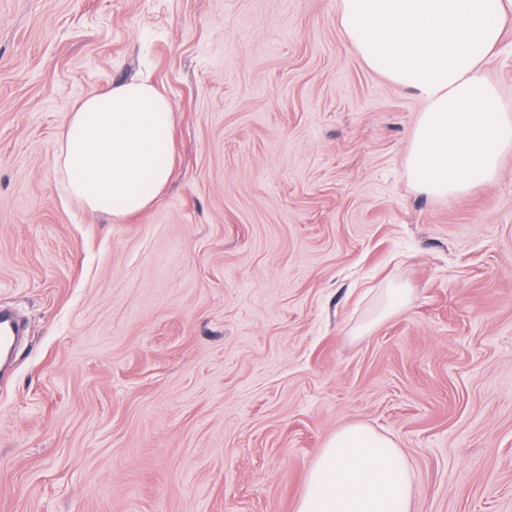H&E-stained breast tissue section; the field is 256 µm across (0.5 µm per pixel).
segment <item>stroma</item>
<instances>
[{
    "instance_id": "obj_1",
    "label": "stroma",
    "mask_w": 512,
    "mask_h": 512,
    "mask_svg": "<svg viewBox=\"0 0 512 512\" xmlns=\"http://www.w3.org/2000/svg\"><path fill=\"white\" fill-rule=\"evenodd\" d=\"M339 0H0V512H293L339 427L413 512H512V153L419 192L422 101ZM512 112V25L486 67ZM149 73L176 168L120 221L65 200L74 104ZM407 306L355 327L388 283Z\"/></svg>"
}]
</instances>
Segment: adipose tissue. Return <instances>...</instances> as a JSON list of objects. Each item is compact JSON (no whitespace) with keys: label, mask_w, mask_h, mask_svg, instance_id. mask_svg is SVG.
Listing matches in <instances>:
<instances>
[{"label":"adipose tissue","mask_w":512,"mask_h":512,"mask_svg":"<svg viewBox=\"0 0 512 512\" xmlns=\"http://www.w3.org/2000/svg\"><path fill=\"white\" fill-rule=\"evenodd\" d=\"M512 0H341L338 24L365 64L424 103L405 166L434 196L491 183L512 152V113L485 71ZM175 107L146 80L89 94L62 129L54 165L90 211L121 220L146 210L174 170ZM295 512H412L397 443L365 423L340 427L310 468Z\"/></svg>","instance_id":"1"}]
</instances>
